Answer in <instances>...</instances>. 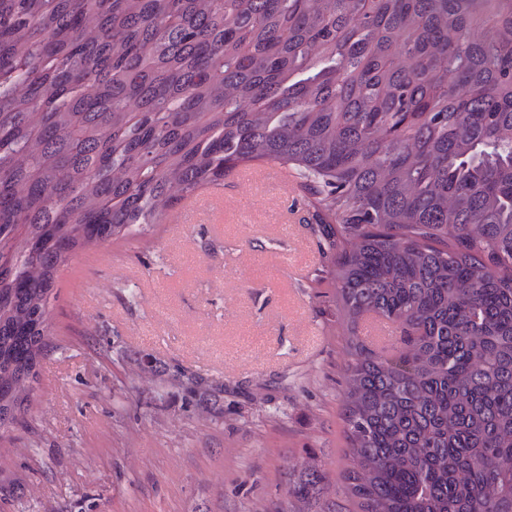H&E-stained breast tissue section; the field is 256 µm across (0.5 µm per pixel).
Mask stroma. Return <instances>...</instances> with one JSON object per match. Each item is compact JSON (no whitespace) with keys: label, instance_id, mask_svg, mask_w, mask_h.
<instances>
[{"label":"stroma","instance_id":"35a3bbf8","mask_svg":"<svg viewBox=\"0 0 512 512\" xmlns=\"http://www.w3.org/2000/svg\"><path fill=\"white\" fill-rule=\"evenodd\" d=\"M224 201L238 216L96 242L56 281L0 512H298L305 462L344 504L347 331L318 238L280 187L231 177Z\"/></svg>","mask_w":512,"mask_h":512}]
</instances>
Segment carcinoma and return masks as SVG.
I'll return each instance as SVG.
<instances>
[{
    "mask_svg": "<svg viewBox=\"0 0 512 512\" xmlns=\"http://www.w3.org/2000/svg\"><path fill=\"white\" fill-rule=\"evenodd\" d=\"M255 162L333 258L350 502L512 512V0H0V431L59 270ZM369 325L373 328L375 334L373 336H369L366 334ZM385 326H388L394 333L393 337H383L386 336L383 335ZM359 335L373 349H389L396 342L398 336H400V330L396 324H392L390 322L384 321L371 315L365 317L364 320L361 322L359 327Z\"/></svg>",
    "mask_w": 512,
    "mask_h": 512,
    "instance_id": "1",
    "label": "carcinoma"
}]
</instances>
